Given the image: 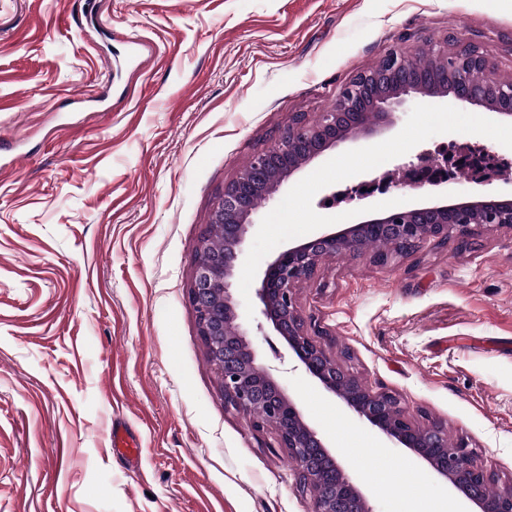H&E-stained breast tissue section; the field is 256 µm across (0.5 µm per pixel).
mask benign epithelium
Instances as JSON below:
<instances>
[{
  "label": "benign epithelium",
  "instance_id": "benign-epithelium-1",
  "mask_svg": "<svg viewBox=\"0 0 512 512\" xmlns=\"http://www.w3.org/2000/svg\"><path fill=\"white\" fill-rule=\"evenodd\" d=\"M488 70L476 47L453 60V68ZM427 91L414 80V61L396 48L388 50L376 67L358 73L336 94L334 105L310 121L295 115L291 124L274 138V145L254 153L243 171L224 186L197 244L206 247L215 231L224 236V249L211 254L210 260L195 265L188 301L195 313L199 334L209 360L218 367L224 392V407L246 413L255 426L275 430L280 447L296 463L300 484L319 488L313 495L312 512H371L358 486L338 464L320 434L305 420L297 404L258 362L256 349L246 339L238 323L239 313L230 293L236 262L245 242L253 216L295 173L324 156L339 144L360 135H370L394 123V114L404 103ZM462 104L512 119V80L489 75L484 80L463 83L446 96ZM500 104L490 105V98ZM371 101L377 123L362 125L351 132L359 108ZM442 165L431 157L409 168L415 174L414 187L440 185L447 177ZM480 212L483 223L476 226L454 224L450 214ZM491 229L512 231V201L494 197L456 203L417 204L405 209H390L339 231L320 233L308 241L285 248L267 263L256 281L255 294L261 312L305 372L327 392L340 399L349 411L387 442L410 450L437 474L480 509V512H512V484L493 496L486 494L491 474L479 466L473 452L463 442L448 445L447 431L437 423L420 425L413 421L399 398L389 392H373L331 359L318 340L321 332L309 331L296 302L297 285L315 276L323 259L338 248L348 252L361 249L370 237L395 238L410 251L429 242L446 245L452 240L459 247Z\"/></svg>",
  "mask_w": 512,
  "mask_h": 512
}]
</instances>
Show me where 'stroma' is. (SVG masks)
Returning a JSON list of instances; mask_svg holds the SVG:
<instances>
[{
	"instance_id": "obj_1",
	"label": "stroma",
	"mask_w": 512,
	"mask_h": 512,
	"mask_svg": "<svg viewBox=\"0 0 512 512\" xmlns=\"http://www.w3.org/2000/svg\"><path fill=\"white\" fill-rule=\"evenodd\" d=\"M443 42L476 44L512 77V0H0V153L20 158L0 173V512H311L274 431L224 408L187 299L196 244L225 184L293 113L317 118L388 49ZM460 142L512 162V120L408 99L391 128L329 150L261 206L232 280L262 363L373 512L408 492L370 481L383 453L429 497L474 506L297 369L254 283L326 227L421 201L512 199V172L401 185L418 153ZM384 174L397 182L387 193L325 202ZM297 298L345 371L441 423L496 487L512 483V233L395 265L338 255ZM119 426L138 461L113 451Z\"/></svg>"
}]
</instances>
